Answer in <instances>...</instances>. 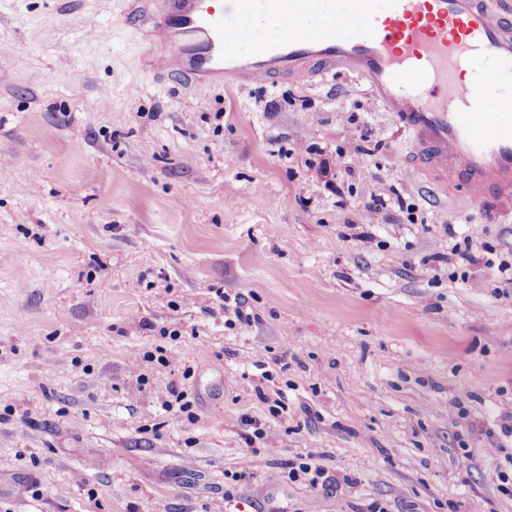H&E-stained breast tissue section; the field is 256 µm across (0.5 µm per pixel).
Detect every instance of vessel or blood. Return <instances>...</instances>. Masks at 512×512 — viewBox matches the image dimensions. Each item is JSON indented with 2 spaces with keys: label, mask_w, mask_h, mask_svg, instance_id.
Masks as SVG:
<instances>
[{
  "label": "vessel or blood",
  "mask_w": 512,
  "mask_h": 512,
  "mask_svg": "<svg viewBox=\"0 0 512 512\" xmlns=\"http://www.w3.org/2000/svg\"><path fill=\"white\" fill-rule=\"evenodd\" d=\"M150 71L211 86L348 70L410 130L443 194L512 206V0H126ZM276 19L283 40L258 36Z\"/></svg>",
  "instance_id": "obj_1"
}]
</instances>
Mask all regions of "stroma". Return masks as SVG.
<instances>
[{
	"instance_id": "35a3bbf8",
	"label": "stroma",
	"mask_w": 512,
	"mask_h": 512,
	"mask_svg": "<svg viewBox=\"0 0 512 512\" xmlns=\"http://www.w3.org/2000/svg\"><path fill=\"white\" fill-rule=\"evenodd\" d=\"M124 2L0 0V512H512V210L437 191L353 74L155 79ZM310 452L338 485L288 480ZM215 295L219 302V307L221 310H224V314L229 312L231 310L230 307H232V313L235 320L228 318L225 320V323L233 325L237 322L241 326H249L253 324L254 320H256V317H252L251 314L247 312V309H245V303L240 300V297L235 296L233 299L234 305H230V297L225 295L224 291L220 288L215 291ZM161 407L168 411L173 412L178 416L186 414L187 421L192 423L194 421V415L192 414V401L188 399V393L183 387L181 382L172 381L166 387L164 400L161 403Z\"/></svg>"
}]
</instances>
